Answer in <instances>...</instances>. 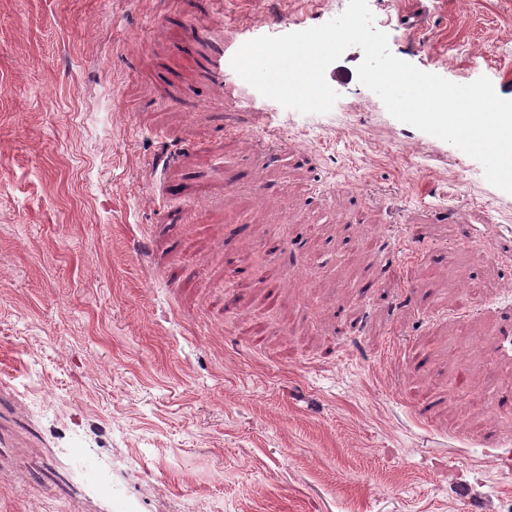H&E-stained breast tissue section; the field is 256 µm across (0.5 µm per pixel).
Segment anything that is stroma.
<instances>
[{
	"label": "stroma",
	"instance_id": "stroma-1",
	"mask_svg": "<svg viewBox=\"0 0 512 512\" xmlns=\"http://www.w3.org/2000/svg\"><path fill=\"white\" fill-rule=\"evenodd\" d=\"M368 5L397 58L512 100V0ZM266 9L0 0V512L512 501V294H446L512 268V193L390 115L360 48L330 112L263 97L239 43L343 11ZM463 370L484 407L451 391ZM74 448L111 459L112 493Z\"/></svg>",
	"mask_w": 512,
	"mask_h": 512
}]
</instances>
